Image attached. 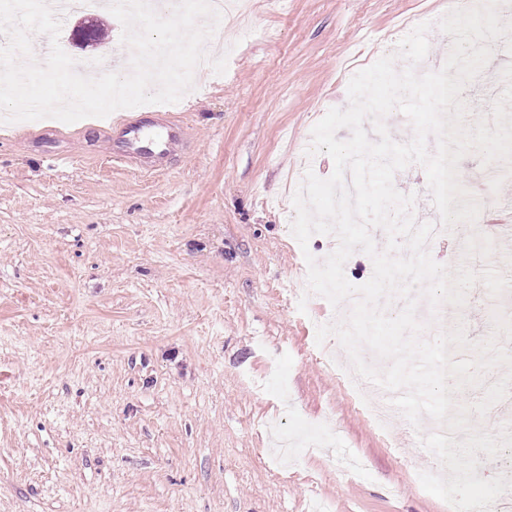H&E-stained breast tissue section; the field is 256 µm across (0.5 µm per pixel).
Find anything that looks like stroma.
Instances as JSON below:
<instances>
[{
	"label": "stroma",
	"mask_w": 512,
	"mask_h": 512,
	"mask_svg": "<svg viewBox=\"0 0 512 512\" xmlns=\"http://www.w3.org/2000/svg\"><path fill=\"white\" fill-rule=\"evenodd\" d=\"M224 32V64L194 75L166 110L190 141L159 173L112 164L111 118L0 123V512H448L426 492L411 425L384 441L313 351L289 299L305 264L288 188L313 126L348 104L347 85L443 0H249ZM103 45L72 48L78 18ZM77 62L129 66L122 25L96 6L63 16ZM505 88L488 64L463 90L473 125ZM72 155L65 167L53 153ZM459 164L487 225L512 211L496 178ZM501 297L470 288L469 340L512 352ZM288 378L287 394L268 377Z\"/></svg>",
	"instance_id": "stroma-1"
}]
</instances>
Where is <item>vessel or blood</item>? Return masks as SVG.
I'll list each match as a JSON object with an SVG mask.
<instances>
[{"mask_svg":"<svg viewBox=\"0 0 512 512\" xmlns=\"http://www.w3.org/2000/svg\"><path fill=\"white\" fill-rule=\"evenodd\" d=\"M186 129L173 116L137 112L124 114L112 122L109 156L113 163L135 166L146 162L154 169L162 164L183 143Z\"/></svg>","mask_w":512,"mask_h":512,"instance_id":"obj_1","label":"vessel or blood"}]
</instances>
